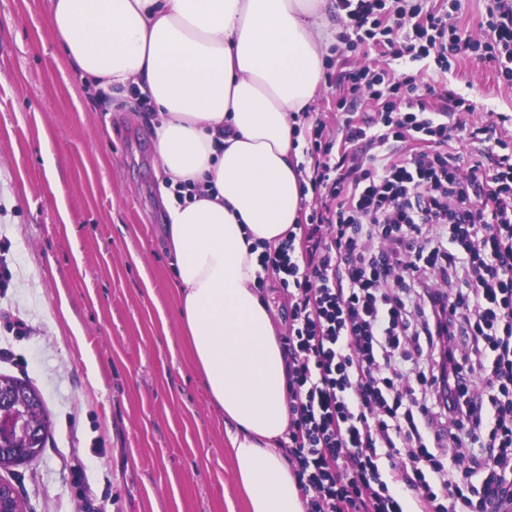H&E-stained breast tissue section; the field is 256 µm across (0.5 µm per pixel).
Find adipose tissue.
Instances as JSON below:
<instances>
[{"mask_svg": "<svg viewBox=\"0 0 512 512\" xmlns=\"http://www.w3.org/2000/svg\"><path fill=\"white\" fill-rule=\"evenodd\" d=\"M328 2L47 4L69 65L107 91L138 85L156 111L181 330L248 512H305L283 448L284 352L255 283L260 246L300 218L293 116L315 103Z\"/></svg>", "mask_w": 512, "mask_h": 512, "instance_id": "adipose-tissue-1", "label": "adipose tissue"}]
</instances>
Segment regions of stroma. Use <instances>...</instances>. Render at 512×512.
I'll use <instances>...</instances> for the list:
<instances>
[{
	"label": "stroma",
	"mask_w": 512,
	"mask_h": 512,
	"mask_svg": "<svg viewBox=\"0 0 512 512\" xmlns=\"http://www.w3.org/2000/svg\"><path fill=\"white\" fill-rule=\"evenodd\" d=\"M480 53L413 64L468 98L450 144L512 117ZM58 182L49 186L47 165ZM150 114L100 104L70 67L45 0H0V374L31 383L52 422L42 453L0 469L25 512H246L174 299Z\"/></svg>",
	"instance_id": "35a3bbf8"
}]
</instances>
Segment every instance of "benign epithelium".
Returning <instances> with one entry per match:
<instances>
[{"instance_id":"obj_1","label":"benign epithelium","mask_w":512,"mask_h":512,"mask_svg":"<svg viewBox=\"0 0 512 512\" xmlns=\"http://www.w3.org/2000/svg\"><path fill=\"white\" fill-rule=\"evenodd\" d=\"M43 430L32 419L30 409L21 391L4 386L0 388V455L13 448L27 449L26 458L41 453ZM0 512H23L14 487L0 480Z\"/></svg>"}]
</instances>
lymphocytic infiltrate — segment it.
Listing matches in <instances>:
<instances>
[{"label":"lymphocytic infiltrate","mask_w":512,"mask_h":512,"mask_svg":"<svg viewBox=\"0 0 512 512\" xmlns=\"http://www.w3.org/2000/svg\"><path fill=\"white\" fill-rule=\"evenodd\" d=\"M340 42L403 65L461 50L457 0H340ZM483 49L512 58V0ZM305 220L260 264L288 294V446L306 512H512V139L468 173L448 84L340 71ZM370 114H362L363 105Z\"/></svg>","instance_id":"1"}]
</instances>
